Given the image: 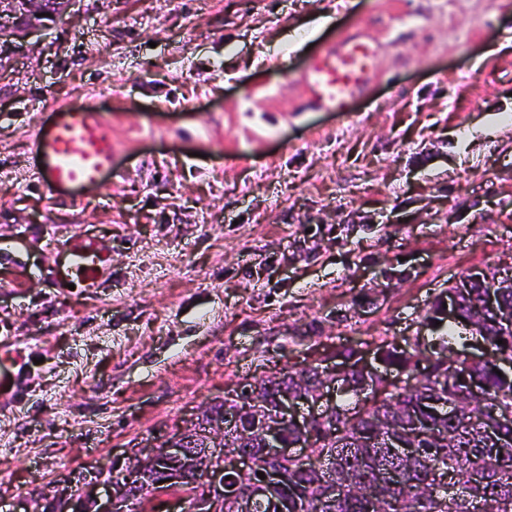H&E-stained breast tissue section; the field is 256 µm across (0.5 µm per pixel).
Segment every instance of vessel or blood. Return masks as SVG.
I'll return each instance as SVG.
<instances>
[{
	"instance_id": "1",
	"label": "vessel or blood",
	"mask_w": 512,
	"mask_h": 512,
	"mask_svg": "<svg viewBox=\"0 0 512 512\" xmlns=\"http://www.w3.org/2000/svg\"><path fill=\"white\" fill-rule=\"evenodd\" d=\"M369 38L359 32L345 35L317 55L311 71L302 76L306 108L348 111L356 95L367 90L373 74ZM50 120L33 138L32 175L52 197L79 201L83 192L97 189L112 171V137L100 113L47 103ZM112 274L109 251L95 235L72 232L46 269L53 287L75 285L95 292Z\"/></svg>"
}]
</instances>
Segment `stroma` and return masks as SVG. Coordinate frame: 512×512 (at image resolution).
<instances>
[{"instance_id":"35a3bbf8","label":"stroma","mask_w":512,"mask_h":512,"mask_svg":"<svg viewBox=\"0 0 512 512\" xmlns=\"http://www.w3.org/2000/svg\"><path fill=\"white\" fill-rule=\"evenodd\" d=\"M312 49L281 51L312 17ZM359 31L376 77L307 110L318 49ZM53 101L99 112L84 203L29 169ZM512 0H80L0 71V512H47L207 404L287 367L394 348L428 367L436 303L512 276ZM98 293L45 271L74 228Z\"/></svg>"}]
</instances>
